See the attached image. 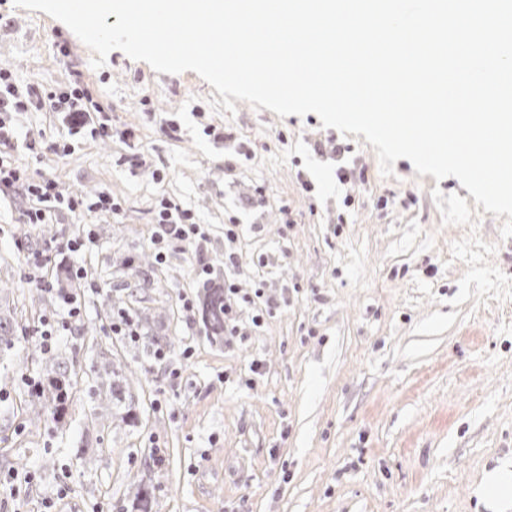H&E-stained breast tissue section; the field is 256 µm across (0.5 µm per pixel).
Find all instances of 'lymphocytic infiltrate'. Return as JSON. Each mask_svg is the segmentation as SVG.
<instances>
[{
  "mask_svg": "<svg viewBox=\"0 0 512 512\" xmlns=\"http://www.w3.org/2000/svg\"><path fill=\"white\" fill-rule=\"evenodd\" d=\"M37 107L51 112L66 114L71 126L89 127L91 135L108 136L111 126L105 123H93L92 115L100 111L90 91L83 73L73 70L71 80L65 87L42 90L30 87L20 92L10 66H0V194H15L28 199L30 206L25 216L29 223L44 224L52 211L59 207L69 210H83L94 213H113L117 205L111 197L100 194L95 200L85 196L61 198L56 191L53 179L44 177L32 180L25 170L16 165L13 154L20 143L13 123L14 114ZM206 231L196 224L190 211L184 210L168 199H161L156 215L154 230L149 244L157 261H164L167 253L173 249L189 251L198 248L205 240Z\"/></svg>",
  "mask_w": 512,
  "mask_h": 512,
  "instance_id": "lymphocytic-infiltrate-1",
  "label": "lymphocytic infiltrate"
}]
</instances>
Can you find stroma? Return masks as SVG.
Masks as SVG:
<instances>
[{
	"label": "stroma",
	"mask_w": 512,
	"mask_h": 512,
	"mask_svg": "<svg viewBox=\"0 0 512 512\" xmlns=\"http://www.w3.org/2000/svg\"><path fill=\"white\" fill-rule=\"evenodd\" d=\"M68 53L60 55L56 43ZM92 51L62 22L0 0V65L19 88L51 89L84 72L109 111L112 137L83 132L72 153L51 150L61 126L48 112L18 114L34 150L16 154L63 197L112 196V214L55 211L59 247L45 266H83L73 293L80 322L55 352L76 376L60 422L31 419L42 316L30 304L56 293L28 282L34 241L27 202L0 199V278L19 331L0 368V477L20 478L9 512H131L139 484L152 512H485L474 494L485 470L512 463V238L476 208L455 177L418 175L405 158L383 176L364 136L323 127L310 113L278 117L236 101L214 113L217 91L198 74L156 72ZM176 120L177 131L162 122ZM129 139H121V131ZM342 137L354 151L330 155ZM353 168L340 183L338 166ZM207 230L199 251L224 253L236 225L234 282L262 289L275 310L241 306L237 335L214 343L180 296L197 299L194 258L170 251L151 287L123 296L172 354L190 349L170 380L148 340L115 336L101 304L145 249L161 199ZM99 247L66 249L83 225ZM260 361L251 373V361ZM124 365L121 408L99 409L106 362Z\"/></svg>",
	"instance_id": "35a3bbf8"
}]
</instances>
